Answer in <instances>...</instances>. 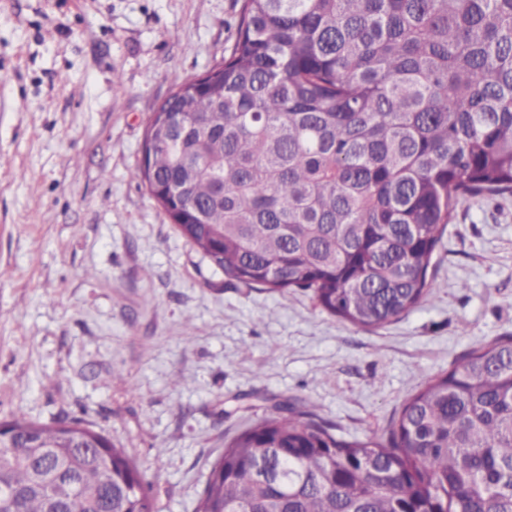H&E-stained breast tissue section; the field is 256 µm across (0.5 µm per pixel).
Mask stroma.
Wrapping results in <instances>:
<instances>
[{
  "label": "stroma",
  "instance_id": "obj_1",
  "mask_svg": "<svg viewBox=\"0 0 512 512\" xmlns=\"http://www.w3.org/2000/svg\"><path fill=\"white\" fill-rule=\"evenodd\" d=\"M242 0H0V421L79 419L195 512L224 442L283 402L386 439L402 404L512 336V197L462 202L431 299L362 330L231 281L132 172L176 83L222 64ZM121 89H114V78Z\"/></svg>",
  "mask_w": 512,
  "mask_h": 512
}]
</instances>
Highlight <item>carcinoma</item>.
I'll list each match as a JSON object with an SVG mask.
<instances>
[{"instance_id": "cac0c4a2", "label": "carcinoma", "mask_w": 512, "mask_h": 512, "mask_svg": "<svg viewBox=\"0 0 512 512\" xmlns=\"http://www.w3.org/2000/svg\"><path fill=\"white\" fill-rule=\"evenodd\" d=\"M144 150L133 177L224 276L398 320L431 298L459 203L512 195V0H243L230 56L175 86ZM312 416L225 442L196 512H512V336L385 440ZM66 421L0 422V512H154L125 450Z\"/></svg>"}]
</instances>
